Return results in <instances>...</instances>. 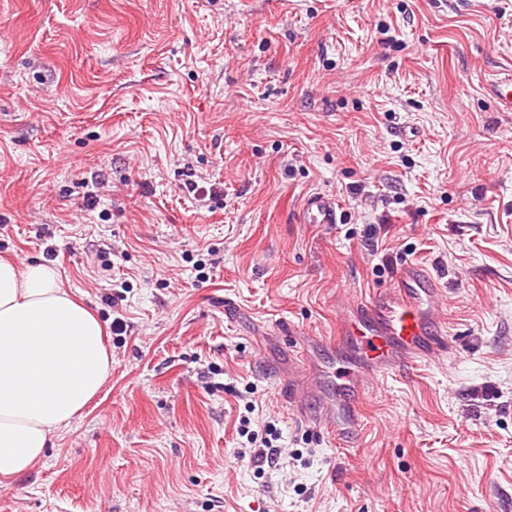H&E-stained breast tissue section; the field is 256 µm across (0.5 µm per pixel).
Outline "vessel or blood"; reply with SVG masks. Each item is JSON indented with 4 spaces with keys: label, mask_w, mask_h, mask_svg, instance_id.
Instances as JSON below:
<instances>
[{
    "label": "vessel or blood",
    "mask_w": 512,
    "mask_h": 512,
    "mask_svg": "<svg viewBox=\"0 0 512 512\" xmlns=\"http://www.w3.org/2000/svg\"><path fill=\"white\" fill-rule=\"evenodd\" d=\"M486 93L501 110L512 112V70L488 81ZM303 220L308 224L336 223L335 199L324 193L309 195ZM441 296L429 270L408 262L397 270L392 287L375 293L342 319V330L352 336L359 356L373 367L375 381L400 376L414 365L451 352L448 324L439 305ZM312 420L340 440L349 438L355 426L337 400L320 408Z\"/></svg>",
    "instance_id": "b4317fda"
}]
</instances>
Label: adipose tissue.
<instances>
[{"label": "adipose tissue", "mask_w": 512, "mask_h": 512, "mask_svg": "<svg viewBox=\"0 0 512 512\" xmlns=\"http://www.w3.org/2000/svg\"><path fill=\"white\" fill-rule=\"evenodd\" d=\"M112 352L51 263L0 258V485L27 475L101 392Z\"/></svg>", "instance_id": "1"}]
</instances>
